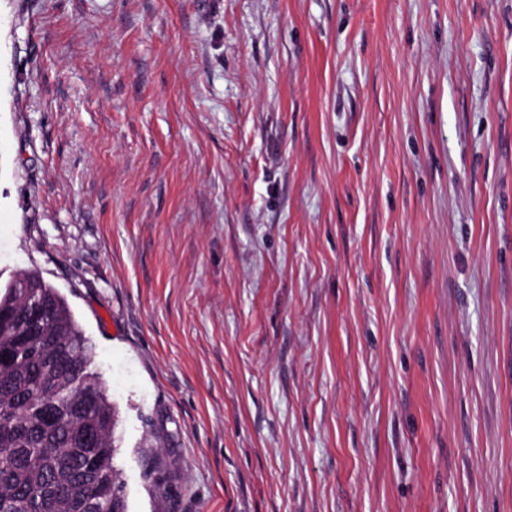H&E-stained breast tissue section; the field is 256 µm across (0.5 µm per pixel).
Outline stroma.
<instances>
[{"instance_id": "obj_1", "label": "stroma", "mask_w": 512, "mask_h": 512, "mask_svg": "<svg viewBox=\"0 0 512 512\" xmlns=\"http://www.w3.org/2000/svg\"><path fill=\"white\" fill-rule=\"evenodd\" d=\"M28 271L128 512H512V0H0Z\"/></svg>"}]
</instances>
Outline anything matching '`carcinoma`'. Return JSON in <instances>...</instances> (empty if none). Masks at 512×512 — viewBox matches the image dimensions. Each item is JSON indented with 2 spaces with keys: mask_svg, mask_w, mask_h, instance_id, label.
<instances>
[{
  "mask_svg": "<svg viewBox=\"0 0 512 512\" xmlns=\"http://www.w3.org/2000/svg\"><path fill=\"white\" fill-rule=\"evenodd\" d=\"M26 283L54 317L40 327L42 344L21 350L0 370V512H127L114 465L115 408L92 372L94 347L65 298L36 273ZM11 281L0 290V347L29 324ZM101 438L84 440L87 429Z\"/></svg>",
  "mask_w": 512,
  "mask_h": 512,
  "instance_id": "cac0c4a2",
  "label": "carcinoma"
}]
</instances>
